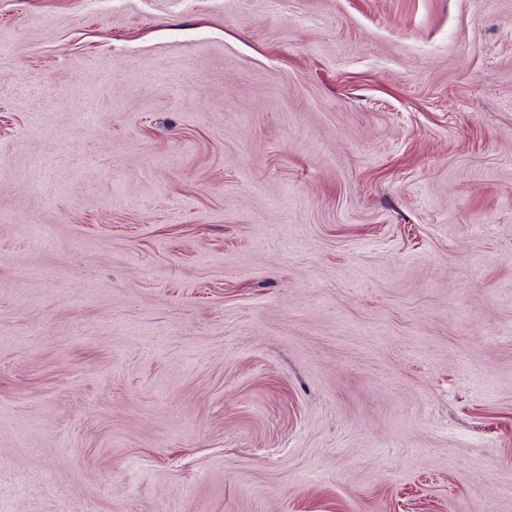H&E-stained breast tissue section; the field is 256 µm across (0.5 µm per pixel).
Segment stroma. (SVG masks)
<instances>
[{"label":"stroma","instance_id":"35a3bbf8","mask_svg":"<svg viewBox=\"0 0 512 512\" xmlns=\"http://www.w3.org/2000/svg\"><path fill=\"white\" fill-rule=\"evenodd\" d=\"M0 512H512V0H0Z\"/></svg>","mask_w":512,"mask_h":512}]
</instances>
